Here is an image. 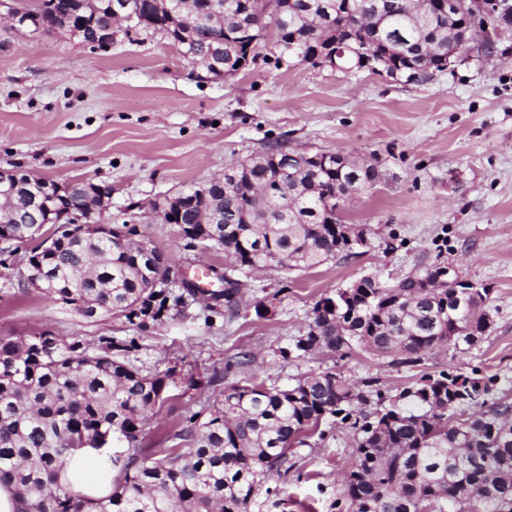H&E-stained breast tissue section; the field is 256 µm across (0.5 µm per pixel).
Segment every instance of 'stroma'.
Masks as SVG:
<instances>
[{
	"label": "stroma",
	"mask_w": 512,
	"mask_h": 512,
	"mask_svg": "<svg viewBox=\"0 0 512 512\" xmlns=\"http://www.w3.org/2000/svg\"><path fill=\"white\" fill-rule=\"evenodd\" d=\"M115 32L110 48L94 50L64 32L0 24V168L111 184L108 221L139 225L174 274L215 289L223 251L186 248L176 227L156 223L151 202L204 185L276 144L339 152L380 172L341 213L366 229L367 241L313 269L257 275L236 314L192 301L145 330L116 315L82 319L19 287L17 269L0 268V337L135 339L131 363L174 370L179 383L147 418L148 446L224 387L247 380L285 385L333 367L354 382L377 378L393 395L422 374L476 366L512 389V30L477 33L462 62L425 82L281 62L271 34L254 63L214 80L162 35L128 34L120 25ZM438 259L491 290L495 324L479 345L433 349L414 367L361 348L343 360L328 351L282 358L319 299L364 276L423 272ZM242 351L254 360L238 368ZM354 458L352 432L327 427L325 438L293 449L287 479L271 478L276 494L258 493L250 512H339Z\"/></svg>",
	"instance_id": "stroma-1"
}]
</instances>
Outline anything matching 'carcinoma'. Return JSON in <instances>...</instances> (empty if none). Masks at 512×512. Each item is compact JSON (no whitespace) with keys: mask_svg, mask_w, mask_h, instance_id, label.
I'll use <instances>...</instances> for the list:
<instances>
[{"mask_svg":"<svg viewBox=\"0 0 512 512\" xmlns=\"http://www.w3.org/2000/svg\"><path fill=\"white\" fill-rule=\"evenodd\" d=\"M134 0L128 29L160 33L179 54L211 71L219 56L232 78L256 60L235 33L264 39L273 30L280 55L314 64L315 51L346 48L341 65L361 68L359 50L390 53L406 81H419L455 60L464 20L448 17L444 0ZM112 0H34L33 31L94 30L111 24ZM356 161L313 163L273 146L252 156L235 189L213 184L186 190L194 202L182 214L189 247L224 250V288H152L147 277L167 273L156 251L142 253L136 224H69L112 185L76 180L55 199L51 216L39 205L47 179L23 173L0 205L15 223L0 245V266L13 265L31 245L27 265L52 284L47 295L84 319L119 314L146 329L206 295L233 310L255 270H304L340 254L353 255L346 235L366 229L342 223L338 205L365 188ZM222 224H202L213 215ZM54 237L42 238L45 222ZM445 266L397 281L363 279L318 300L293 350H327L339 358L357 348L396 355L414 365L437 346L468 349L494 324L491 289L480 284L435 288ZM132 343L103 337L59 339L42 332L0 339V484L13 490L17 512H248L261 484L288 460V451L332 421L353 431L355 462L342 501L348 512H512V399L499 395L497 374L454 368L424 374L386 397L376 378L352 383L337 371L310 372L286 386L234 384L186 418L168 438L171 448H147V415L170 399L169 373L144 374L117 354ZM376 397L380 408L365 412ZM97 455L98 478L110 482L93 497L66 474Z\"/></svg>","mask_w":512,"mask_h":512,"instance_id":"obj_1","label":"carcinoma"}]
</instances>
